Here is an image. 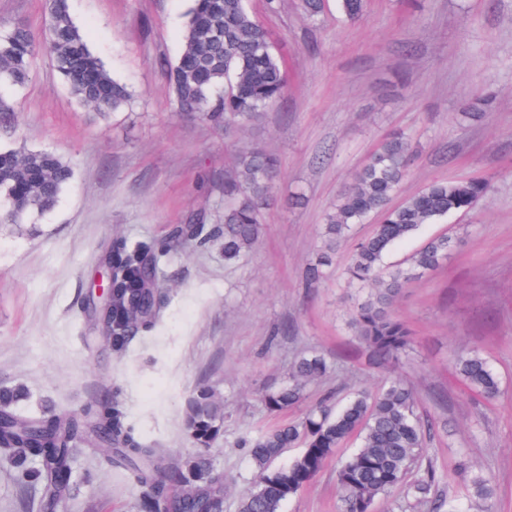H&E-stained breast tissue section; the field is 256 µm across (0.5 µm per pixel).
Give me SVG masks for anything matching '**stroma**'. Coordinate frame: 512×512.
Masks as SVG:
<instances>
[{
    "mask_svg": "<svg viewBox=\"0 0 512 512\" xmlns=\"http://www.w3.org/2000/svg\"><path fill=\"white\" fill-rule=\"evenodd\" d=\"M69 5L132 99L107 113L81 104L43 54L25 86L0 89L14 106L0 147L49 149L73 170L51 211L21 226L0 222V387L27 390L19 409L84 417L120 391L137 432L174 463L196 451L183 427L186 402L209 388L224 407L210 454L224 474V512H238L257 476L239 439L299 420L323 399L339 406L358 390L377 391L394 372L415 387L419 415L439 424L425 451L439 477L435 495L460 489L464 462L493 478L494 512H512V0H366L357 21L336 0H323L312 19L302 0L275 10L249 0L288 90L231 137L180 114L173 99L168 73L191 0ZM17 22L44 32L45 0H0V26ZM487 96L490 111L463 116ZM398 133L412 155L394 203L437 180L480 175L489 187L474 209L423 226L386 257L402 266L432 238L450 243L447 260L396 304L413 342L388 371L348 325L357 290L346 269L379 215L353 225L323 280L306 286L304 272L324 247L321 226L341 190ZM250 144L277 161L276 202L255 247L228 262L217 233L224 174ZM181 224L200 234L159 258L163 322L117 355L90 305L102 259L120 237L159 250ZM473 351L500 380L493 400L471 397L456 375L457 358ZM315 352L332 372L298 406L268 412L262 392L286 384L294 363ZM357 445L347 439L281 512H339L338 462ZM107 455L82 445L56 512H138L137 485ZM42 496L0 462V512H39Z\"/></svg>",
    "mask_w": 512,
    "mask_h": 512,
    "instance_id": "obj_1",
    "label": "stroma"
}]
</instances>
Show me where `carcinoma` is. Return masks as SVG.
Here are the masks:
<instances>
[{
	"instance_id": "cac0c4a2",
	"label": "carcinoma",
	"mask_w": 512,
	"mask_h": 512,
	"mask_svg": "<svg viewBox=\"0 0 512 512\" xmlns=\"http://www.w3.org/2000/svg\"><path fill=\"white\" fill-rule=\"evenodd\" d=\"M339 9L359 18L364 0H338ZM46 30L37 37L26 25L0 28V84L19 86L30 77L42 50L71 94L101 111L129 101L126 86L114 79L74 23L68 0H46ZM170 84L180 111L193 114L229 135L245 127L285 91L287 71L249 10L248 0H193L187 13L182 49L170 68ZM412 153L402 134L389 138L372 160L352 178L328 214L325 234L338 243L351 226L370 215H381L372 233L353 248L346 269L365 294L356 304L349 325L373 358L393 366L409 350L412 333L393 312L404 288L415 278L435 271L448 257L449 241L440 237L416 251L406 267L388 270L384 260L401 241L415 236L425 224H439L449 215L474 207L485 196L482 177L434 182L397 207L389 206L406 174ZM276 161L251 146L235 158L224 177V258L245 256L258 241L262 212L275 201ZM73 177L70 165L53 151L0 149V213L21 225L57 204ZM110 270V300L99 319L106 339L117 352L136 335L162 323L164 306L159 263L140 243L116 239L106 259ZM330 365L321 355L300 358L288 383L264 395L271 413L299 404L309 382L323 378ZM457 373L466 389L487 400L499 392V379L489 362L474 352L458 359ZM23 392L0 388V459L18 477L43 487L41 512L71 492L77 443L86 434L101 445L112 442V466L133 475L141 493L140 512H223L224 478L216 471L208 449L224 433V408L214 392L202 388L189 400L184 428L199 451L175 465L168 464L146 443L129 421L119 400L99 402L94 420L44 408L21 413ZM435 423L417 412L413 388L397 376L376 393L361 391L336 408L323 402L298 422L262 431L243 441L258 479L239 503V512H280L320 471L345 440L356 434L359 446L339 461L337 481L341 512H372L375 502L403 488L428 512H463L459 496L430 501L436 484L431 464H422L427 438ZM300 444L302 453L273 469L284 449ZM467 499L488 501L494 495L488 475L462 468Z\"/></svg>"
}]
</instances>
